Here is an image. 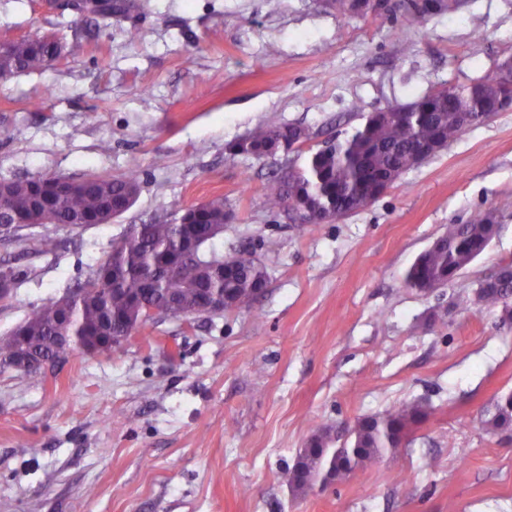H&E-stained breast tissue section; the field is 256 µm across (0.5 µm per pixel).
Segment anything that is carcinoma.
Here are the masks:
<instances>
[{"label": "carcinoma", "mask_w": 512, "mask_h": 512, "mask_svg": "<svg viewBox=\"0 0 512 512\" xmlns=\"http://www.w3.org/2000/svg\"><path fill=\"white\" fill-rule=\"evenodd\" d=\"M454 9L445 0H426L420 6L397 0L391 12H404L415 24L432 15ZM151 11V0H109L107 7L86 17L126 18ZM56 52V43L46 36L13 41L5 74L40 72ZM512 95L493 79L471 86H453L451 93L435 90L408 103H396L369 113L364 126L340 140H330L310 151L303 165L294 164L300 144L309 140L306 128L298 125H260L246 136L227 145L231 155L262 158L266 145L275 141L288 162L282 175L265 185L264 199L271 211L293 212L298 200L315 197L324 216H300L302 224H321L324 218L357 205L373 202L388 185L411 168L413 152L439 144L447 148L466 130L459 111L466 108L480 125L497 111L504 95ZM11 188L0 196V240L14 239L19 232L43 224H55L71 231L106 224L114 213L127 212L141 189V171L132 166L120 175L99 174L82 181L72 180L53 191L37 205L33 179H12ZM227 211L224 195H216L200 205L175 212L164 223L131 224L112 241V249L90 268L84 281L63 299H50L32 306L7 335L0 336V369L13 368L14 358L24 341H29L43 358L54 360L86 353L98 336L116 330L135 332L146 325L147 309L157 306L163 317L188 318L202 291L224 294L241 308L266 288L268 273L254 259L224 257L215 227L224 224ZM496 213L481 211L465 224H451L421 252L406 273L404 284L421 293L446 286L484 252L496 233ZM478 304L500 310L504 325H512V277L504 276L485 286L477 285L473 297L461 300L468 307ZM71 318L72 335L82 346L63 345L56 340L64 315ZM487 423L495 429L512 427V391L501 394L488 409ZM426 416L421 404H405L381 416H366L352 424L313 431L308 446L299 451L295 466L309 476L293 486L305 493L326 476L350 474L362 463L395 453L407 438L412 425Z\"/></svg>", "instance_id": "cac0c4a2"}]
</instances>
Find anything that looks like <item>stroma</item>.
I'll use <instances>...</instances> for the list:
<instances>
[{
  "label": "stroma",
  "mask_w": 512,
  "mask_h": 512,
  "mask_svg": "<svg viewBox=\"0 0 512 512\" xmlns=\"http://www.w3.org/2000/svg\"><path fill=\"white\" fill-rule=\"evenodd\" d=\"M43 34L65 58L0 77V177L135 164L141 191L109 223L0 242L24 271L0 301V335L129 225L216 194L225 255L258 259L268 283L251 306L148 323L109 354L0 371V512H512V429L485 413L512 391V325L458 304L512 261V109L327 224L266 208L283 157L226 150L260 124L303 126L317 149L368 112L491 76L512 56V0H463L420 27L326 0H152L149 15L98 28L45 0H0V39ZM487 210L500 228L480 257L431 294L405 287L449 225ZM45 234L57 253H42ZM415 402L428 414L395 454L327 491L289 490L314 427Z\"/></svg>",
  "instance_id": "1"
}]
</instances>
